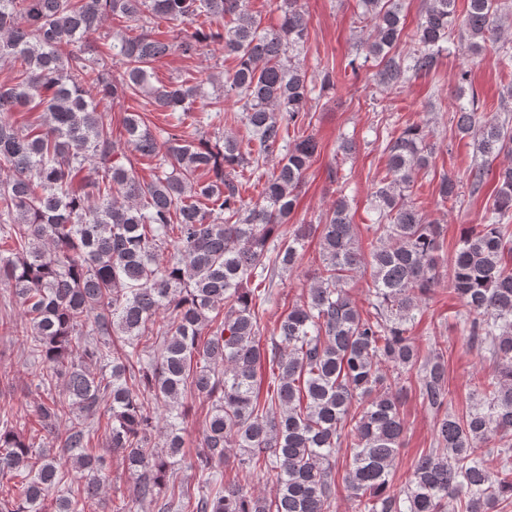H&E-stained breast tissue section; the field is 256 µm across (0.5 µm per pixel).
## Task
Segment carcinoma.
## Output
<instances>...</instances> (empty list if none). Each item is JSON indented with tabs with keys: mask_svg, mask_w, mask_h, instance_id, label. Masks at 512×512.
<instances>
[{
	"mask_svg": "<svg viewBox=\"0 0 512 512\" xmlns=\"http://www.w3.org/2000/svg\"><path fill=\"white\" fill-rule=\"evenodd\" d=\"M296 2L282 0L279 28L265 31L244 0H0V69L8 72L0 81V172H9L0 178V283L21 306L20 320L0 326L38 360L35 388L46 393L31 415L0 419V477L17 480L0 496V512H85L109 479L105 457L91 448V418L104 400L108 447L134 476L131 501L112 499V512L156 500L165 485L167 512H334L343 446L351 449L343 482L354 512H500L512 502V166L495 174L484 223L471 226L450 259L461 335L494 367L478 379V401L465 413L450 411L443 356L421 355L410 336L424 297L440 283L441 227L405 195L430 166V131L419 124L386 143L390 180L375 191L382 235L370 252L358 244L346 199H337L306 296L261 340L259 310L312 233L298 224L278 235L319 147L303 131L314 88L290 56L309 25ZM362 3L372 30L361 50L378 60L379 85L436 67L456 0H426L405 53L400 0ZM503 7L469 0L462 27L470 50H482ZM201 16L225 20L224 29L197 26ZM116 18L140 33L113 38L106 53L85 44ZM157 18L174 24L171 36L155 28ZM214 41L237 61L223 94L210 96L202 83H150L159 60L197 55ZM230 93L257 156L279 157L258 176L253 204L241 197L236 169L250 161L233 136L220 146L188 140L126 113L128 149L155 160L146 181L101 109L143 94L162 112H193L202 101L218 117ZM25 108L42 109L39 127L22 130L12 120ZM456 128L479 136L484 162L469 178L480 188L491 163L512 155V126L464 107ZM200 172L211 178L200 181ZM456 188L443 176L440 202H457ZM168 245L161 265L157 252ZM367 270L373 312L364 317L347 284ZM265 362L278 373L263 404L257 372ZM410 376L435 436L396 491ZM188 393L212 407L200 448L186 454ZM36 426L51 436L39 448L24 434ZM488 449L500 461L495 473L485 464ZM232 456L247 473H271L273 492L224 482ZM176 465L207 478L185 486L171 477ZM72 471L84 483L55 494Z\"/></svg>",
	"mask_w": 512,
	"mask_h": 512,
	"instance_id": "carcinoma-1",
	"label": "carcinoma"
}]
</instances>
